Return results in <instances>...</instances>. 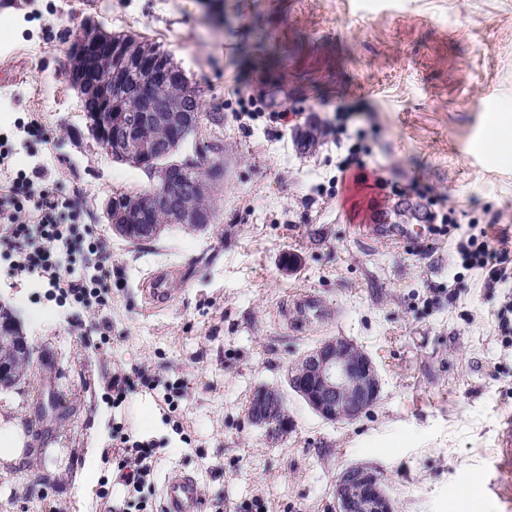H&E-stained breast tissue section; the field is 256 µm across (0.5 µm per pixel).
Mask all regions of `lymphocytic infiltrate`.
<instances>
[{"label": "lymphocytic infiltrate", "instance_id": "f902f5d3", "mask_svg": "<svg viewBox=\"0 0 512 512\" xmlns=\"http://www.w3.org/2000/svg\"><path fill=\"white\" fill-rule=\"evenodd\" d=\"M11 155V148L0 143V235L17 255L12 275L46 281L86 306H108L112 281L104 243L80 235L78 213L69 198L50 187L44 167L10 175ZM430 231L454 235L461 266L486 271V287L512 285V256L492 246L485 233H468L452 223L431 226ZM156 463L152 448L120 434L112 468L130 491L141 492Z\"/></svg>", "mask_w": 512, "mask_h": 512}]
</instances>
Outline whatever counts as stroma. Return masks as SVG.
<instances>
[{"instance_id": "obj_1", "label": "stroma", "mask_w": 512, "mask_h": 512, "mask_svg": "<svg viewBox=\"0 0 512 512\" xmlns=\"http://www.w3.org/2000/svg\"><path fill=\"white\" fill-rule=\"evenodd\" d=\"M88 21L161 46L200 86L204 112L221 113L195 136L221 144L207 229L173 226L136 246L107 224L103 202L147 177L88 133L68 76ZM242 97L262 108L245 125L233 113ZM497 119L512 120V0H0L11 168L45 162L112 260V303L94 310L9 278L14 254L0 245V310L34 347L20 381L0 389V414L21 415L37 450L0 512H138L142 498L159 512L175 470L197 478L204 512H335L338 476L360 463L397 512H512L503 291L415 220L488 222L491 243L512 254V143L474 149ZM33 120L40 132H26ZM354 148L385 188L341 172ZM162 270L173 294L153 306L141 287ZM307 292L332 314L299 329L294 302ZM332 336L373 358L377 403L333 424L290 393L287 435L252 424L254 391L284 384L289 363ZM122 367L145 382L116 408L109 385ZM103 412L107 429L124 425L157 452L141 496L82 487Z\"/></svg>"}]
</instances>
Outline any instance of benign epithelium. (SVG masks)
<instances>
[{"label": "benign epithelium", "mask_w": 512, "mask_h": 512, "mask_svg": "<svg viewBox=\"0 0 512 512\" xmlns=\"http://www.w3.org/2000/svg\"><path fill=\"white\" fill-rule=\"evenodd\" d=\"M148 71L150 81L132 88L125 96L128 110L164 112V120L175 136L166 141L144 140L133 127L112 112V85L124 81L129 70ZM73 89L81 99L97 96L103 113L87 123L90 136L109 144V155L137 169H146L152 188L107 199L104 216L113 233L128 238L137 228L141 240L156 239L165 225L155 217L162 211L177 216V224L203 229L209 217L189 202L190 188L179 180L184 164L197 155L189 150V130L199 123V114L182 111L163 98V92L181 72L153 53L149 42L127 34H112L99 23L84 26L68 53ZM0 387L8 388L19 371L6 356L30 362L32 350L17 335L13 323L0 324ZM286 384L313 413L329 423L352 422L380 397L381 378L373 359L355 343L340 337L328 338L305 351L287 370ZM249 420L275 434L288 432L290 422L285 396L278 386H262L251 397ZM336 512H396L393 500L375 470L360 464L346 468L335 489Z\"/></svg>", "instance_id": "benign-epithelium-1"}]
</instances>
